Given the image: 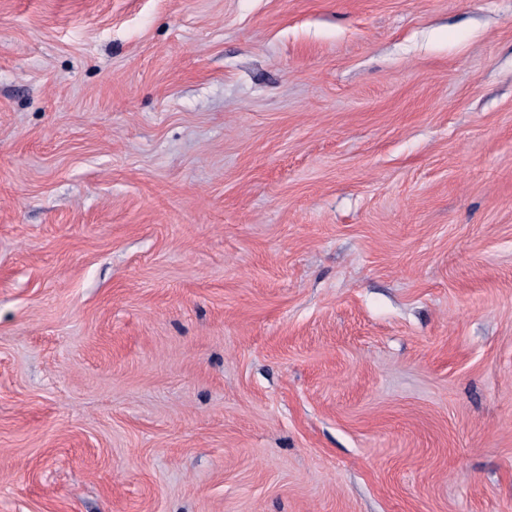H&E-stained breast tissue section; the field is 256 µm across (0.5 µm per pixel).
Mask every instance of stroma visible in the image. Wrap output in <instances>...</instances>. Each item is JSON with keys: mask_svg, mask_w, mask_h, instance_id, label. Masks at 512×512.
Segmentation results:
<instances>
[{"mask_svg": "<svg viewBox=\"0 0 512 512\" xmlns=\"http://www.w3.org/2000/svg\"><path fill=\"white\" fill-rule=\"evenodd\" d=\"M0 512H512V0H0Z\"/></svg>", "mask_w": 512, "mask_h": 512, "instance_id": "1", "label": "stroma"}]
</instances>
